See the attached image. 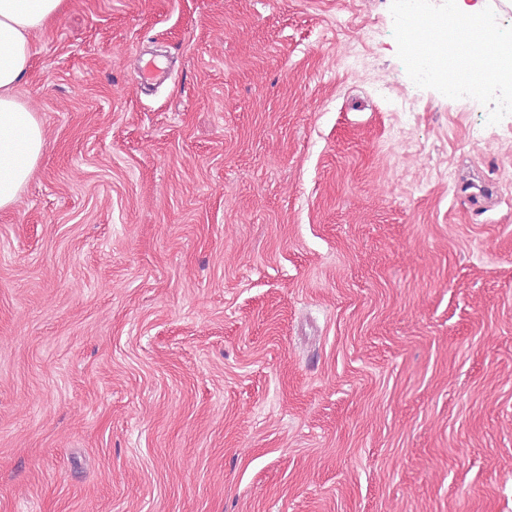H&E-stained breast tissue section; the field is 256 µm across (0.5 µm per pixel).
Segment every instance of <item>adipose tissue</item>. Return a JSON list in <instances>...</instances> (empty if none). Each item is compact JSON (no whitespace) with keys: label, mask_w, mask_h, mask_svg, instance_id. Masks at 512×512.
Masks as SVG:
<instances>
[{"label":"adipose tissue","mask_w":512,"mask_h":512,"mask_svg":"<svg viewBox=\"0 0 512 512\" xmlns=\"http://www.w3.org/2000/svg\"><path fill=\"white\" fill-rule=\"evenodd\" d=\"M62 0H0V209L13 206L43 154L44 130L15 89L32 58V36Z\"/></svg>","instance_id":"1"}]
</instances>
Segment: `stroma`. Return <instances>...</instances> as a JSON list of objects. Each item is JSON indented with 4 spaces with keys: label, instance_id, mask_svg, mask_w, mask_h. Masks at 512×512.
Returning <instances> with one entry per match:
<instances>
[{
    "label": "stroma",
    "instance_id": "35a3bbf8",
    "mask_svg": "<svg viewBox=\"0 0 512 512\" xmlns=\"http://www.w3.org/2000/svg\"><path fill=\"white\" fill-rule=\"evenodd\" d=\"M390 7L63 0L35 34L0 512H512V115L416 86Z\"/></svg>",
    "mask_w": 512,
    "mask_h": 512
}]
</instances>
